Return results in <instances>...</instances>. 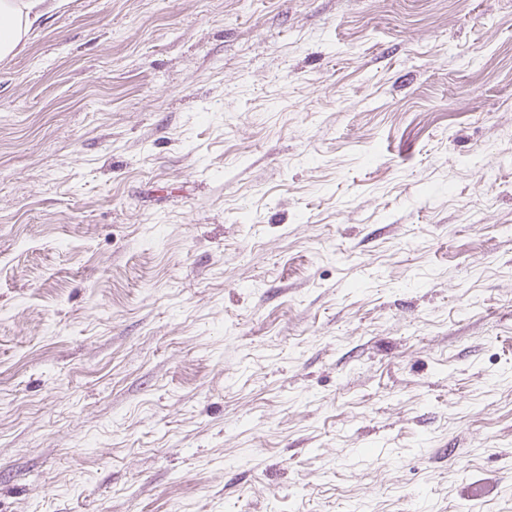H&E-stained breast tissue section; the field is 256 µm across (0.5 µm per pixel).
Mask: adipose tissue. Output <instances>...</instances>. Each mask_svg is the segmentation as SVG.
<instances>
[{"mask_svg":"<svg viewBox=\"0 0 512 512\" xmlns=\"http://www.w3.org/2000/svg\"><path fill=\"white\" fill-rule=\"evenodd\" d=\"M61 0H0V59L23 49L27 34Z\"/></svg>","mask_w":512,"mask_h":512,"instance_id":"obj_1","label":"adipose tissue"}]
</instances>
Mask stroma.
I'll use <instances>...</instances> for the list:
<instances>
[{
	"instance_id": "stroma-1",
	"label": "stroma",
	"mask_w": 512,
	"mask_h": 512,
	"mask_svg": "<svg viewBox=\"0 0 512 512\" xmlns=\"http://www.w3.org/2000/svg\"><path fill=\"white\" fill-rule=\"evenodd\" d=\"M0 512H512V0L0 59Z\"/></svg>"
}]
</instances>
